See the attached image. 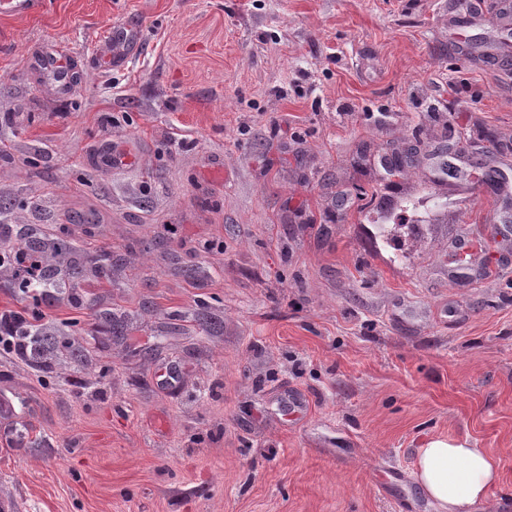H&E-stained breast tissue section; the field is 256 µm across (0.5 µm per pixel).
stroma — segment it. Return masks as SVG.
I'll return each instance as SVG.
<instances>
[{
	"mask_svg": "<svg viewBox=\"0 0 512 512\" xmlns=\"http://www.w3.org/2000/svg\"><path fill=\"white\" fill-rule=\"evenodd\" d=\"M456 2L0 14V242L36 234L57 271L35 301L0 267L31 326L0 352L26 403L0 411V512H434L435 437L493 455L485 512H512V218L476 162L512 184V25ZM116 25L140 45L112 68Z\"/></svg>",
	"mask_w": 512,
	"mask_h": 512,
	"instance_id": "35a3bbf8",
	"label": "stroma"
}]
</instances>
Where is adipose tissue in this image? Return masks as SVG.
<instances>
[{
    "mask_svg": "<svg viewBox=\"0 0 512 512\" xmlns=\"http://www.w3.org/2000/svg\"><path fill=\"white\" fill-rule=\"evenodd\" d=\"M415 477L436 512H476L500 473L497 460L468 441L433 439L417 451Z\"/></svg>",
    "mask_w": 512,
    "mask_h": 512,
    "instance_id": "adipose-tissue-1",
    "label": "adipose tissue"
}]
</instances>
